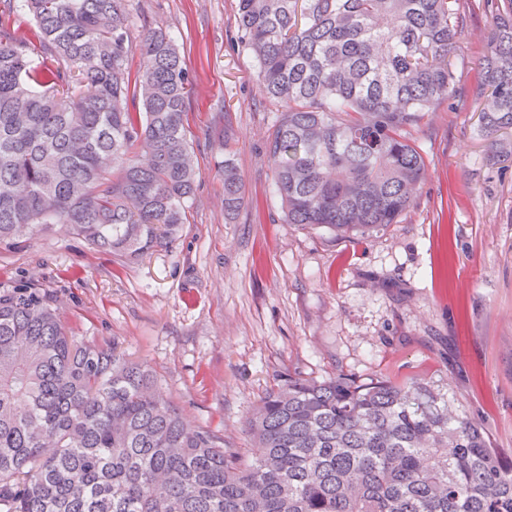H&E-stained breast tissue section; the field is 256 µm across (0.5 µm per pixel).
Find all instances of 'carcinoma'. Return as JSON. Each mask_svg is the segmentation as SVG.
I'll return each mask as SVG.
<instances>
[{
  "label": "carcinoma",
  "mask_w": 512,
  "mask_h": 512,
  "mask_svg": "<svg viewBox=\"0 0 512 512\" xmlns=\"http://www.w3.org/2000/svg\"><path fill=\"white\" fill-rule=\"evenodd\" d=\"M486 2L492 138L512 129V0ZM20 7L56 66L0 38V243L58 229L125 259L167 246L198 177L168 30L132 43L127 0ZM463 23L459 0H237L278 112L265 154L285 223L370 236L413 207L414 134L455 97ZM237 141L226 112L227 222L246 203ZM247 429V452L224 447L115 342L69 334L45 292L0 290V512H512V460L420 375H280Z\"/></svg>",
  "instance_id": "1"
}]
</instances>
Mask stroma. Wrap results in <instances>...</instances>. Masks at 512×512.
<instances>
[{
  "mask_svg": "<svg viewBox=\"0 0 512 512\" xmlns=\"http://www.w3.org/2000/svg\"><path fill=\"white\" fill-rule=\"evenodd\" d=\"M236 2H128L132 36L164 24L190 72L199 177L188 224L134 260L62 232L2 243L0 289H45L70 334L118 342L228 448L250 447L246 417L276 375L420 374L512 457V130L495 142L480 131L486 0H462L457 94L415 135L427 163L416 203L371 237L284 223L265 155L276 115L239 40ZM34 30L23 10L0 11V37L25 39L42 60ZM228 114L246 197L229 224L212 136Z\"/></svg>",
  "mask_w": 512,
  "mask_h": 512,
  "instance_id": "1",
  "label": "stroma"
}]
</instances>
